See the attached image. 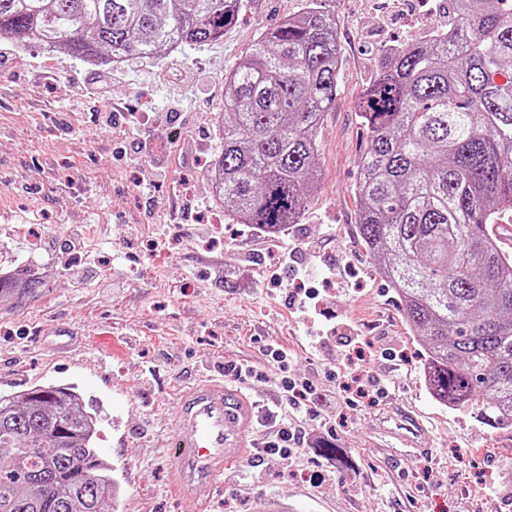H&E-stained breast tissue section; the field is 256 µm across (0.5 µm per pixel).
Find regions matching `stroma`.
I'll use <instances>...</instances> for the list:
<instances>
[{
	"label": "stroma",
	"mask_w": 512,
	"mask_h": 512,
	"mask_svg": "<svg viewBox=\"0 0 512 512\" xmlns=\"http://www.w3.org/2000/svg\"><path fill=\"white\" fill-rule=\"evenodd\" d=\"M243 3L221 42L112 68L0 37V208L12 214L0 221V275L28 269L42 283L23 302H0V395L75 388L97 411L96 446L120 490L116 512H198L166 492L175 398L197 377L248 359L264 375L245 384L255 400H277L282 376H305L316 388L311 408L331 423L296 472L271 456L231 465L212 512H253L260 501L294 512H512V429L432 398L423 349L359 233L355 182L368 135L356 107L375 51L447 27V0L431 14L419 0L393 9L334 0L341 89L319 134V187L300 223L275 235L225 217L207 187L225 74L260 32L302 6ZM104 78L111 102L134 112L136 136L153 147V190L143 187L142 166L115 159L118 129L95 120L109 102L74 94ZM287 245L302 263L335 261L325 292L338 336L357 330L397 352V366L380 358L375 368L393 374L394 398L420 411L432 433L425 453L401 455L380 434L391 400L340 413L325 399V372L341 349L309 348L288 292L270 284ZM64 326L71 350L61 356ZM269 344L294 350L286 368L268 362Z\"/></svg>",
	"instance_id": "stroma-1"
}]
</instances>
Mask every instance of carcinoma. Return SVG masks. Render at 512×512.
I'll list each match as a JSON object with an SVG mask.
<instances>
[{"label": "carcinoma", "mask_w": 512, "mask_h": 512, "mask_svg": "<svg viewBox=\"0 0 512 512\" xmlns=\"http://www.w3.org/2000/svg\"><path fill=\"white\" fill-rule=\"evenodd\" d=\"M333 0H306L224 76V213L277 233L318 185L323 117L339 92ZM242 0H0V35L119 64L217 41ZM448 29L378 50L357 112L368 133L360 235L425 354L431 396L512 429V257L487 225L512 210V0H448ZM0 278L21 302L40 287ZM99 423L70 387L0 395V512H110Z\"/></svg>", "instance_id": "1"}]
</instances>
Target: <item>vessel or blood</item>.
<instances>
[{
	"mask_svg": "<svg viewBox=\"0 0 512 512\" xmlns=\"http://www.w3.org/2000/svg\"><path fill=\"white\" fill-rule=\"evenodd\" d=\"M256 403L238 384L203 376L182 387L167 444L171 468L170 497L195 503L206 512L215 499L224 472L240 462L251 446ZM398 441L405 455L425 451L429 435L416 409L394 404L381 427Z\"/></svg>",
	"mask_w": 512,
	"mask_h": 512,
	"instance_id": "b4317fda",
	"label": "vessel or blood"
}]
</instances>
